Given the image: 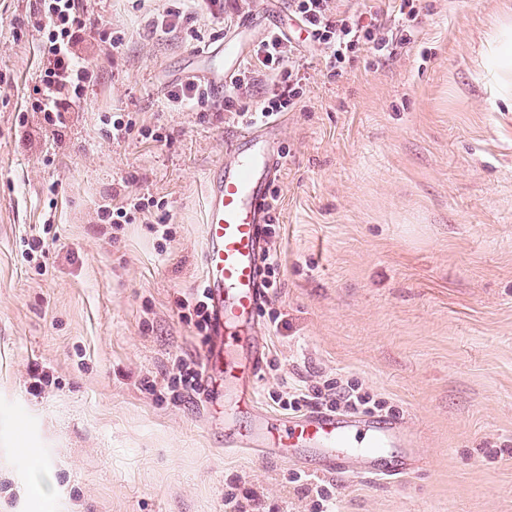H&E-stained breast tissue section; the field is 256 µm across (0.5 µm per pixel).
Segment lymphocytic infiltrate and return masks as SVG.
<instances>
[{"instance_id":"obj_1","label":"lymphocytic infiltrate","mask_w":512,"mask_h":512,"mask_svg":"<svg viewBox=\"0 0 512 512\" xmlns=\"http://www.w3.org/2000/svg\"><path fill=\"white\" fill-rule=\"evenodd\" d=\"M288 12L317 44L318 57L332 76L341 74L361 52L371 49L381 54L412 37L411 29L381 23L372 11L343 8L341 0H288ZM33 16L42 35L44 65L31 109L55 126L80 102L91 78L89 63L78 53L89 23L84 0H34ZM296 51L291 38L279 30L254 43L242 73L231 83V94L224 98L225 111L253 125L295 111L306 93V78L293 63ZM259 77L269 83L268 96L252 107L245 101L247 89ZM370 403V396L352 388L332 386L321 391L292 386L282 405L297 413L314 408L357 411Z\"/></svg>"}]
</instances>
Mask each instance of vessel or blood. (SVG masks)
<instances>
[{"label":"vessel or blood","mask_w":512,"mask_h":512,"mask_svg":"<svg viewBox=\"0 0 512 512\" xmlns=\"http://www.w3.org/2000/svg\"><path fill=\"white\" fill-rule=\"evenodd\" d=\"M244 53L239 30L227 29L219 43L199 52V63L187 76L223 92ZM282 126L278 120L245 127L226 144L209 178L201 277L212 319L200 397L206 405L222 408L225 447L277 448L285 464L314 457L323 475L386 478L391 474L383 465L388 450L414 445L405 423L316 410L275 424L255 411V392L238 371L245 357L251 375L261 371L255 327L266 298L259 278V259L267 249L261 226L268 220L267 191L281 165L277 141Z\"/></svg>","instance_id":"b4317fda"}]
</instances>
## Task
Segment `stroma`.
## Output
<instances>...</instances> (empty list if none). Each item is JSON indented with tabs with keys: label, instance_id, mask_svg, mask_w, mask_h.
<instances>
[{
	"label": "stroma",
	"instance_id": "1",
	"mask_svg": "<svg viewBox=\"0 0 512 512\" xmlns=\"http://www.w3.org/2000/svg\"><path fill=\"white\" fill-rule=\"evenodd\" d=\"M33 0H0V512H314L299 470L224 445L198 395L158 400L206 334L183 308L202 284L209 173L238 132L223 97L168 107L206 15L193 0H88L92 66L56 131L25 101L41 70ZM392 54L310 80L284 116L265 234L279 257L260 314V404L285 383L353 382L419 437L408 477L331 478L337 512H512V112L480 61L512 0H417ZM134 122L112 137L107 118ZM163 225L98 221L124 196ZM41 237L45 253L26 259ZM54 497L32 491L45 459Z\"/></svg>",
	"mask_w": 512,
	"mask_h": 512
}]
</instances>
